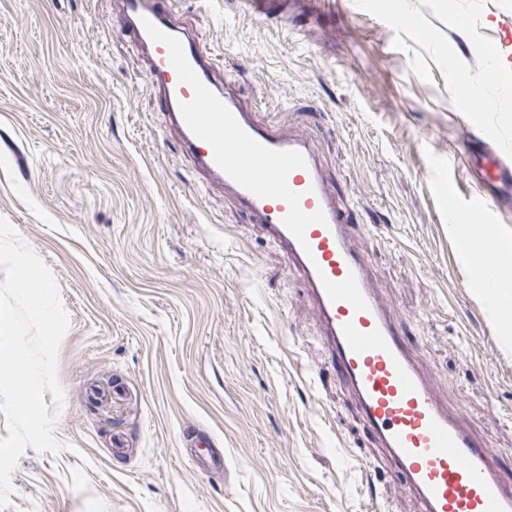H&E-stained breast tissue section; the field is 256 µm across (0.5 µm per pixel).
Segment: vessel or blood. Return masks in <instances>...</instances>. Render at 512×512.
<instances>
[{"instance_id":"b4317fda","label":"vessel or blood","mask_w":512,"mask_h":512,"mask_svg":"<svg viewBox=\"0 0 512 512\" xmlns=\"http://www.w3.org/2000/svg\"><path fill=\"white\" fill-rule=\"evenodd\" d=\"M183 152L232 190L299 269L323 318L328 353L373 438L421 512H512V475L449 411L422 374L360 253L345 234L310 145L279 135L228 100L198 38L174 22L175 0H114ZM483 178L512 189V167L485 156ZM452 223L488 222L489 207L449 205Z\"/></svg>"}]
</instances>
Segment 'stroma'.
Listing matches in <instances>:
<instances>
[{"label": "stroma", "mask_w": 512, "mask_h": 512, "mask_svg": "<svg viewBox=\"0 0 512 512\" xmlns=\"http://www.w3.org/2000/svg\"><path fill=\"white\" fill-rule=\"evenodd\" d=\"M255 16L176 0L231 97L312 146L346 233L423 374L503 462L512 348L476 294L486 251L448 203L483 194L471 122L354 0ZM112 0H0V217L54 275L70 325L57 439L0 512H419L332 368L302 273L207 183L158 110ZM224 457L206 471L201 455Z\"/></svg>", "instance_id": "stroma-1"}]
</instances>
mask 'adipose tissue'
Segmentation results:
<instances>
[{
    "label": "adipose tissue",
    "mask_w": 512,
    "mask_h": 512,
    "mask_svg": "<svg viewBox=\"0 0 512 512\" xmlns=\"http://www.w3.org/2000/svg\"><path fill=\"white\" fill-rule=\"evenodd\" d=\"M464 240L481 239L491 258V271L478 281L480 291L489 309L503 320L512 319V264L503 262L501 253L511 247L498 234L495 225H465L462 230Z\"/></svg>",
    "instance_id": "1"
}]
</instances>
